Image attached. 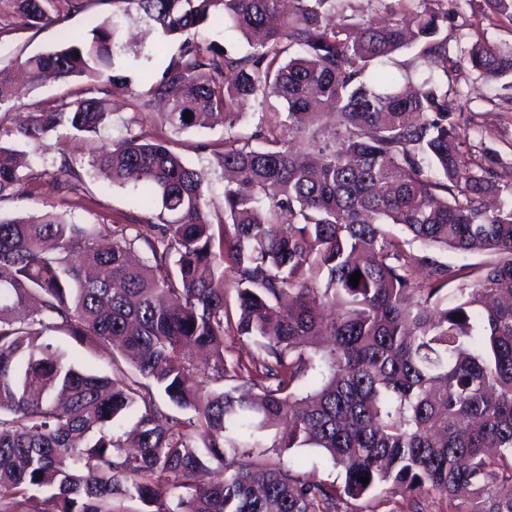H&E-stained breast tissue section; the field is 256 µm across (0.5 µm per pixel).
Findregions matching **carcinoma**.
I'll use <instances>...</instances> for the list:
<instances>
[{
	"mask_svg": "<svg viewBox=\"0 0 512 512\" xmlns=\"http://www.w3.org/2000/svg\"><path fill=\"white\" fill-rule=\"evenodd\" d=\"M92 2L112 11L21 63L33 83L88 88L18 126L0 121V200L28 194L20 155L32 143L60 156L59 190L78 193L82 161L64 138L98 133L107 97L123 94L137 112L165 103L175 133L224 127L197 145L228 174L224 222L208 218L205 172L129 125L87 165L156 201L152 236L58 212L0 215V512H121L125 500L140 512H336L385 486L435 492L451 512H512V183L496 155L474 157L464 113L448 111V74L465 64L512 78V46L450 56L440 0H370L383 26L346 14L347 0ZM485 2L512 21V0ZM52 3L11 0L12 17L52 25ZM133 18L162 39L127 43ZM217 23L250 51L197 38ZM180 37L140 86L123 72ZM411 47L418 81L379 71ZM25 95L1 65L0 110ZM272 98L284 110L270 118ZM246 100L261 117L240 133ZM427 248L495 259L449 264ZM230 330L257 346L254 368L224 358ZM68 339L116 347L137 377L80 367ZM194 348L212 353L218 388L197 379ZM156 391L191 417L165 412ZM273 428L271 447L320 448L343 483L252 461Z\"/></svg>",
	"mask_w": 512,
	"mask_h": 512,
	"instance_id": "carcinoma-1",
	"label": "carcinoma"
}]
</instances>
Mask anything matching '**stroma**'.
I'll return each mask as SVG.
<instances>
[{
	"label": "stroma",
	"mask_w": 512,
	"mask_h": 512,
	"mask_svg": "<svg viewBox=\"0 0 512 512\" xmlns=\"http://www.w3.org/2000/svg\"><path fill=\"white\" fill-rule=\"evenodd\" d=\"M448 6V47L452 55L464 54L477 39L498 45L512 44V22L488 20L484 0H445ZM54 14L60 16L59 24L41 29H20L12 23L11 0H0V65L17 63L26 57L45 51L60 40L61 29L76 34L85 33L93 17L108 13V6H94L85 11L73 9L67 0H54ZM459 92L448 99L449 108L471 113L474 124L483 126V136H471V144H483L498 150L505 159L512 160V81L485 82L477 73L462 69L456 76ZM84 86L83 81L70 83L46 82L30 86L22 105L1 116L10 123L21 120L28 106L44 104L63 97H73ZM110 105L114 111V123L103 129L91 141L73 140L68 150L75 157L87 159L95 147L111 142L123 123L147 136L158 134L161 128L160 112L140 114L131 110L125 97L113 95ZM223 127L214 129H191L175 136V148L184 160L207 174L206 192L220 198L224 189L223 171L216 158L198 150V143L222 138ZM29 157L38 177L34 180L30 194L22 199L0 201V214L5 216H29L46 211L66 214L80 224L120 222L138 225L141 232H148L154 207L142 206L140 193L133 186L110 184L92 174L83 177L84 190L79 198H63L54 186L52 175L46 174L37 147H29ZM264 462H288L294 475L326 484L333 483L337 470L319 449L294 448L282 454L267 452ZM357 512H448V501L433 493L385 494L374 493L370 498L357 501Z\"/></svg>",
	"instance_id": "1"
}]
</instances>
